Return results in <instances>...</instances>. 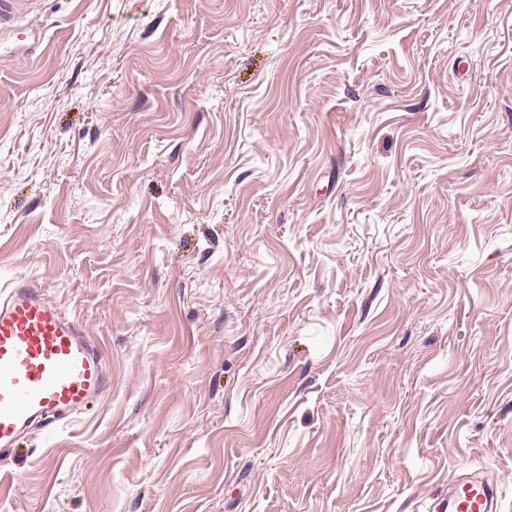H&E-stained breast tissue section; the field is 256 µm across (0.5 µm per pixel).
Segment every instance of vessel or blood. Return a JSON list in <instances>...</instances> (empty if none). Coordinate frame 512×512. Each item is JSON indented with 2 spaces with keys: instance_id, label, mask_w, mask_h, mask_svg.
<instances>
[{
  "instance_id": "vessel-or-blood-1",
  "label": "vessel or blood",
  "mask_w": 512,
  "mask_h": 512,
  "mask_svg": "<svg viewBox=\"0 0 512 512\" xmlns=\"http://www.w3.org/2000/svg\"><path fill=\"white\" fill-rule=\"evenodd\" d=\"M38 0H0V38L18 34ZM111 388L99 346L28 280L0 291V449L38 426L87 411ZM497 493L461 488L450 512H497Z\"/></svg>"
}]
</instances>
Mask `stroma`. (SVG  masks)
Returning a JSON list of instances; mask_svg holds the SVG:
<instances>
[{"label":"stroma","instance_id":"obj_1","mask_svg":"<svg viewBox=\"0 0 512 512\" xmlns=\"http://www.w3.org/2000/svg\"><path fill=\"white\" fill-rule=\"evenodd\" d=\"M0 289L112 388L0 512H512V0H39ZM499 510L497 492L486 486H464L451 501L450 512H493Z\"/></svg>","mask_w":512,"mask_h":512}]
</instances>
